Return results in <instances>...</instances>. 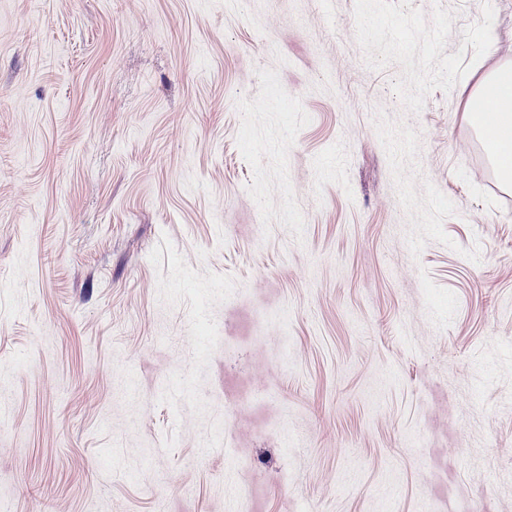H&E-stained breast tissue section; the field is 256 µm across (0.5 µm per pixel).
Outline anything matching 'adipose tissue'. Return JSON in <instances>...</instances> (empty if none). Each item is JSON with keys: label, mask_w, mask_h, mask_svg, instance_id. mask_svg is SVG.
I'll return each mask as SVG.
<instances>
[{"label": "adipose tissue", "mask_w": 512, "mask_h": 512, "mask_svg": "<svg viewBox=\"0 0 512 512\" xmlns=\"http://www.w3.org/2000/svg\"><path fill=\"white\" fill-rule=\"evenodd\" d=\"M471 122L484 136L504 189H512V61L500 64L474 88L468 101Z\"/></svg>", "instance_id": "1"}]
</instances>
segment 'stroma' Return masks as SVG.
Masks as SVG:
<instances>
[{
	"label": "stroma",
	"instance_id": "1",
	"mask_svg": "<svg viewBox=\"0 0 512 512\" xmlns=\"http://www.w3.org/2000/svg\"><path fill=\"white\" fill-rule=\"evenodd\" d=\"M512 0H0V512H512ZM471 122L485 137L501 186L512 189V60L490 71L468 101ZM485 117L487 120L485 121Z\"/></svg>",
	"mask_w": 512,
	"mask_h": 512
}]
</instances>
